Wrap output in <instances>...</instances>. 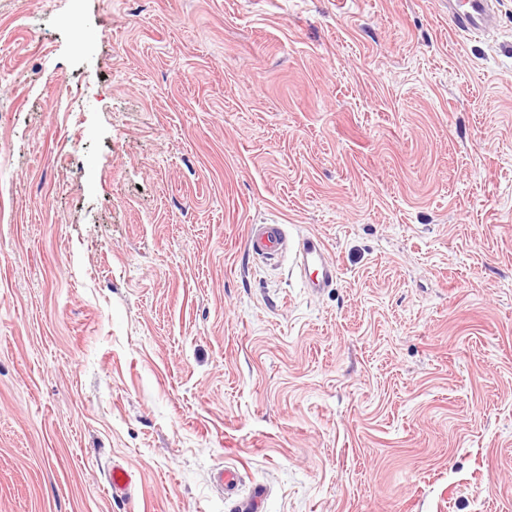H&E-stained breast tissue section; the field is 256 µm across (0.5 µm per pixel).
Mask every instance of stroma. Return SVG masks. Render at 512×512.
I'll return each mask as SVG.
<instances>
[{"label":"stroma","mask_w":512,"mask_h":512,"mask_svg":"<svg viewBox=\"0 0 512 512\" xmlns=\"http://www.w3.org/2000/svg\"><path fill=\"white\" fill-rule=\"evenodd\" d=\"M498 9L0 0V512H512ZM448 19L456 32L481 35L493 24V0H448ZM282 224H252L246 248L261 259L275 258L288 250V235ZM295 259L305 273V288L311 293H320L336 282V263L326 256L325 244L319 237H304L297 247ZM108 483L113 496L125 495L135 483L134 474L124 467H112L108 474Z\"/></svg>","instance_id":"35a3bbf8"}]
</instances>
